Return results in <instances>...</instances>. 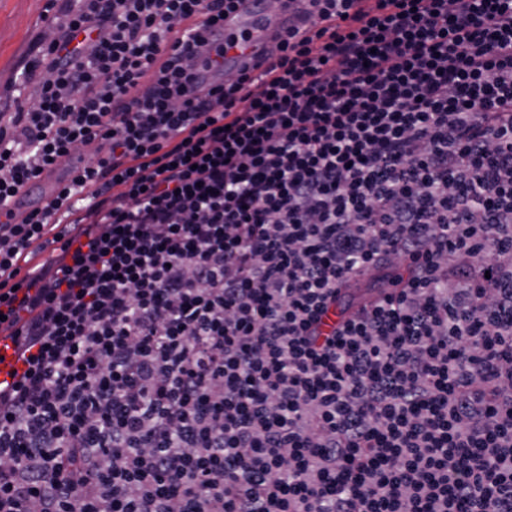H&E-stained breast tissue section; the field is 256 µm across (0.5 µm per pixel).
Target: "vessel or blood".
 I'll list each match as a JSON object with an SVG mask.
<instances>
[{"label":"vessel or blood","mask_w":512,"mask_h":512,"mask_svg":"<svg viewBox=\"0 0 512 512\" xmlns=\"http://www.w3.org/2000/svg\"><path fill=\"white\" fill-rule=\"evenodd\" d=\"M308 8L309 0H281L278 12L271 15L261 0H239L236 9L225 16L222 29L204 33L201 54L207 66L202 76L218 81L230 71L257 74L266 47L297 26ZM61 178V172L51 171L26 183L11 201V209L42 208Z\"/></svg>","instance_id":"1"}]
</instances>
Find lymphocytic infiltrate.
<instances>
[{"mask_svg": "<svg viewBox=\"0 0 512 512\" xmlns=\"http://www.w3.org/2000/svg\"><path fill=\"white\" fill-rule=\"evenodd\" d=\"M310 2L195 94L238 0H74L11 80L0 512H512V0ZM64 172L63 170L46 172L26 183L13 198L9 208L14 211L41 209L52 197Z\"/></svg>", "mask_w": 512, "mask_h": 512, "instance_id": "f902f5d3", "label": "lymphocytic infiltrate"}]
</instances>
